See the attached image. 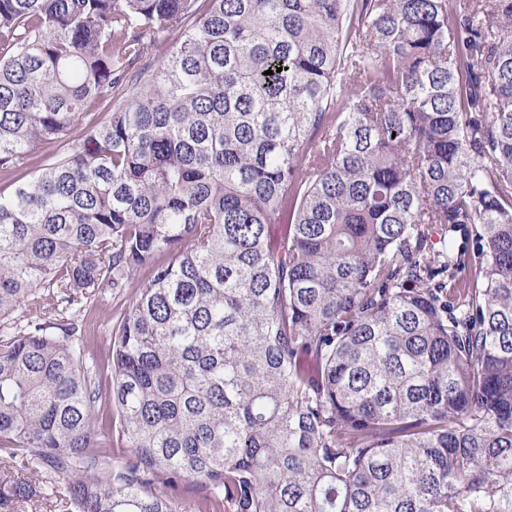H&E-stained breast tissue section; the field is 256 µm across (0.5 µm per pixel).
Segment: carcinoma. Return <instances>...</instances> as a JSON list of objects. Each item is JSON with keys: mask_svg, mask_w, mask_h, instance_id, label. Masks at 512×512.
<instances>
[{"mask_svg": "<svg viewBox=\"0 0 512 512\" xmlns=\"http://www.w3.org/2000/svg\"><path fill=\"white\" fill-rule=\"evenodd\" d=\"M0 175V512H512V0H0ZM135 300V288H128L123 296L112 295L110 290L102 291L91 304L87 316L86 327L94 336V350L98 354L108 348L112 329L116 324L119 312Z\"/></svg>", "mask_w": 512, "mask_h": 512, "instance_id": "obj_1", "label": "carcinoma"}]
</instances>
